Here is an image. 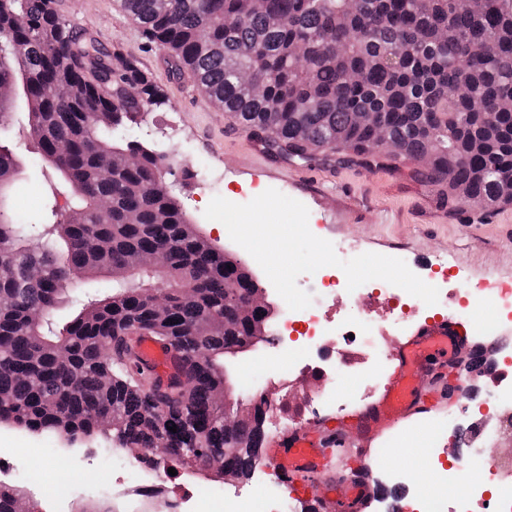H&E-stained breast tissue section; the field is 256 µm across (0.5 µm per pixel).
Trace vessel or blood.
Instances as JSON below:
<instances>
[{"label": "vessel or blood", "mask_w": 512, "mask_h": 512, "mask_svg": "<svg viewBox=\"0 0 512 512\" xmlns=\"http://www.w3.org/2000/svg\"><path fill=\"white\" fill-rule=\"evenodd\" d=\"M466 344L465 333L453 317L424 320L393 352V368L384 392L354 415L358 439L381 435L403 418L426 409L432 387L443 382L449 357ZM136 357L153 379L161 384L183 379L187 356L163 347L153 338L135 339ZM347 451L342 434L327 432L314 436L297 429L266 440L263 460L272 464L289 482L300 500L312 503L315 512H362L375 495L370 483L358 480L347 494L335 492V474L328 468V452Z\"/></svg>", "instance_id": "1"}]
</instances>
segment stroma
Listing matches in <instances>:
<instances>
[{"mask_svg":"<svg viewBox=\"0 0 512 512\" xmlns=\"http://www.w3.org/2000/svg\"><path fill=\"white\" fill-rule=\"evenodd\" d=\"M56 7L87 37L132 60L157 87L162 103L144 115L137 139L170 154L166 182L191 224L230 256L248 260L249 254L205 218V206L217 196L247 203L253 188L261 186L303 203L318 237L351 240L363 253L402 257L419 277H426L428 262L442 258L454 267L457 287L512 283V202L481 210L463 200L449 211L435 187L414 179L416 161L401 155H386L371 166L333 158L256 156L250 134L203 94L189 70L172 75L170 52L148 43L120 0H56ZM18 164L12 203L16 212L33 214L46 203L42 168L23 151ZM287 361V350L267 341L226 358L234 395L253 400L284 387ZM391 439L387 432L364 440L360 450L331 459L330 466L340 477L359 469L371 481L376 477L370 467L374 449H387L388 466L412 471L434 447L428 439L420 448L393 449ZM0 458L14 463L13 471L0 479L41 505V512H179L177 496L196 487L206 495L193 512H224V491L234 485L216 470L179 463L176 480L154 498L143 499L130 485L105 479L127 465L125 450L97 441L66 451L58 436L16 429H0ZM58 478L69 488L62 499L50 492Z\"/></svg>","mask_w":512,"mask_h":512,"instance_id":"stroma-1","label":"stroma"}]
</instances>
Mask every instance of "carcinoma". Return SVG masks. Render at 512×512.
Segmentation results:
<instances>
[{"label": "carcinoma", "mask_w": 512, "mask_h": 512, "mask_svg": "<svg viewBox=\"0 0 512 512\" xmlns=\"http://www.w3.org/2000/svg\"><path fill=\"white\" fill-rule=\"evenodd\" d=\"M146 39L173 51L211 101L274 157L341 162L381 153L376 112L402 155L433 165L414 176L496 205L498 175L512 172V0H122ZM26 78L24 105L0 102L33 162L45 165L53 208L17 215L7 190L16 171L0 145V425L168 456L250 479L265 428L231 432L215 393L224 389V346L250 335L237 292L241 267L186 218L161 177L166 156L127 136L162 104L133 62L72 25L55 0H9L0 10V86ZM65 89V96L57 94ZM163 251L158 267L142 259ZM104 273L108 292L59 329L53 310L75 276ZM145 332L187 353V382L163 402L134 367ZM177 425V432L168 426ZM22 496L0 482V512Z\"/></svg>", "instance_id": "cac0c4a2"}]
</instances>
